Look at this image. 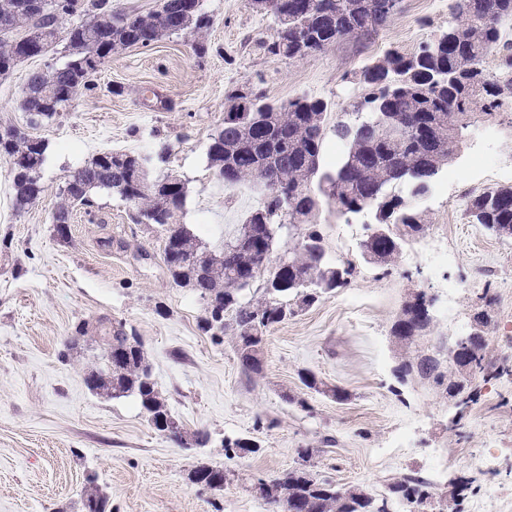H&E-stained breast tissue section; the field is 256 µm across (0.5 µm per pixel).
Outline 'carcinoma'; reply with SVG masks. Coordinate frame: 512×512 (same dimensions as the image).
Returning a JSON list of instances; mask_svg holds the SVG:
<instances>
[{
    "label": "carcinoma",
    "mask_w": 512,
    "mask_h": 512,
    "mask_svg": "<svg viewBox=\"0 0 512 512\" xmlns=\"http://www.w3.org/2000/svg\"><path fill=\"white\" fill-rule=\"evenodd\" d=\"M196 8L198 37L194 50L205 53V36L211 16L203 0H190ZM381 0H276L270 14L276 28L263 42L277 58L298 60L333 44L376 33L387 24L377 15ZM57 9L82 20L69 31V59L61 67L35 72L29 77L21 106L33 123L52 118L84 90L93 88L92 76L112 55L129 47L149 48L169 37L162 28L161 11L147 14L114 13L112 0H55ZM451 10L459 21L448 26L411 54L388 51L383 58L355 72L365 87L359 100L336 113L327 126L330 104L307 95L277 103L257 86L251 99L240 88L225 94L224 123L210 137L207 157L215 178L224 185L256 183L265 173L278 188L269 191L247 216L237 234L220 250H211L187 225L177 222L186 201L179 178L147 176L140 183L134 164H116L112 153L96 155L64 187L56 215L88 205L94 189H107L136 209L139 224H155L164 232L163 254H176L168 268L173 283L195 292L205 305L199 328L221 340L225 337L239 354L248 379L262 373V355L271 327L312 306L323 294L343 288L353 273L351 263L332 262L322 233L311 227L322 201L336 204V214L350 221L371 217V232L360 242V254L370 262L389 266L404 246L424 230L418 201L430 196L448 163L459 158L464 131L476 119L474 103L482 112L512 110V96H502L512 84V0H453ZM0 75L24 61L22 41L41 42L43 54L57 46L55 17L41 10L39 0H0ZM310 50L301 51L299 37ZM496 67L486 68L490 54ZM341 146L336 159L329 157L327 135ZM45 141L13 127L0 130V159L13 165L14 205L23 209L43 190ZM471 223L490 231L498 226L512 230V184L489 189L471 199ZM306 229L276 265L264 258L273 253L284 225ZM268 274L261 295L250 294L253 283ZM403 306L391 327L402 344V369L413 368L408 349L414 337L430 331L431 321L409 316ZM103 362L85 371L86 385L98 395L137 399L153 423L170 416L150 374L144 343L131 337L118 322L96 327ZM465 362L450 363L434 371L433 381L445 391L456 388ZM227 451L257 453L260 444L235 439ZM302 463L275 478L250 483L278 512H390L389 497L411 508L430 502L429 483L407 476L388 486L389 495H372L358 487L339 486L316 477L307 462L312 453L300 451ZM191 483L221 491L228 481L224 470L201 465L188 474ZM84 512H112L109 499L96 485L85 489Z\"/></svg>",
    "instance_id": "carcinoma-1"
}]
</instances>
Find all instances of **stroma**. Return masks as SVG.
Returning a JSON list of instances; mask_svg holds the SVG:
<instances>
[{"label":"stroma","instance_id":"stroma-1","mask_svg":"<svg viewBox=\"0 0 512 512\" xmlns=\"http://www.w3.org/2000/svg\"><path fill=\"white\" fill-rule=\"evenodd\" d=\"M448 4L400 0L377 34L288 60L262 47L275 31L272 15L246 0H203L213 17L204 55L186 33L122 50L94 75L93 90L36 126L19 105L22 90L32 72L63 65L64 50L0 76V127L27 130L47 145L44 190L22 210L14 206L10 165L0 160V512H81L92 479L109 494L112 512H271L247 478L280 475L300 463L304 448L314 471L375 495L411 475L439 498L466 481L463 512H472L489 482L512 493V240L471 223L466 212L473 196L512 184V112L469 128L463 158L448 165L425 204L424 236L447 260L410 244L395 266L366 262L358 250L364 225L321 205L316 222L326 253L352 261L354 274L269 331L262 374L252 380L231 342L214 343L200 330L201 300L172 284L162 233L134 223L130 203L96 189L91 205L73 210L67 238L53 226L71 171L101 152H135L151 159L154 175L184 182L180 222L194 231L207 223L202 242L221 246L261 201L254 185L219 184L208 164L226 91L249 82L279 103L308 95L346 106L362 93L354 71L389 50L414 52L452 22ZM482 153L498 157L495 172L477 167ZM419 291L436 297L432 328L416 343L429 350L467 333L477 297L493 299L487 358L509 372L474 374L467 405L449 404L431 380L397 372L390 330ZM105 318L142 337L183 434L208 433L207 447L185 448L157 431L135 398L90 392L83 370L99 354L97 343L84 342L61 361L78 322ZM303 369L344 390L346 400L304 387ZM235 438L258 441L260 452L226 454L225 440ZM481 455L493 456V470L475 466ZM201 464L230 473L223 490L189 482Z\"/></svg>","mask_w":512,"mask_h":512}]
</instances>
